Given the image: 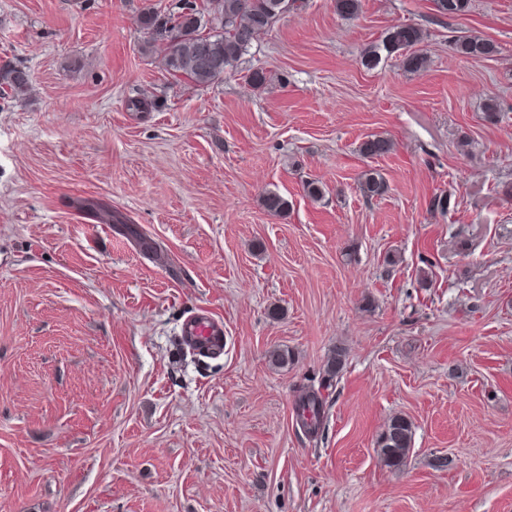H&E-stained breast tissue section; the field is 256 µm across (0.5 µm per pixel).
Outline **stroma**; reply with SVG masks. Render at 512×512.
Here are the masks:
<instances>
[{
    "mask_svg": "<svg viewBox=\"0 0 512 512\" xmlns=\"http://www.w3.org/2000/svg\"><path fill=\"white\" fill-rule=\"evenodd\" d=\"M171 2L0 0V67L31 85L0 99V512H512V0H300L204 87L147 48L139 17ZM401 24L426 68L363 66ZM468 35L496 53L460 55ZM143 95L160 107L126 108ZM374 136L391 151L360 155ZM199 311L221 355L180 345ZM339 348L311 438L295 404ZM396 414L413 447L391 469ZM359 189L366 199L372 200L384 196L388 190V185L379 171L368 169L362 176ZM84 206L96 215L99 214L105 217L109 224H113V228L118 234L133 240L141 249L149 248V243L140 233L136 224H128V219L121 213L115 212L112 214V208L108 204L96 200H87ZM413 438V423L402 414L392 416L376 441L377 452L389 468L403 466Z\"/></svg>",
    "mask_w": 512,
    "mask_h": 512,
    "instance_id": "stroma-1",
    "label": "stroma"
}]
</instances>
